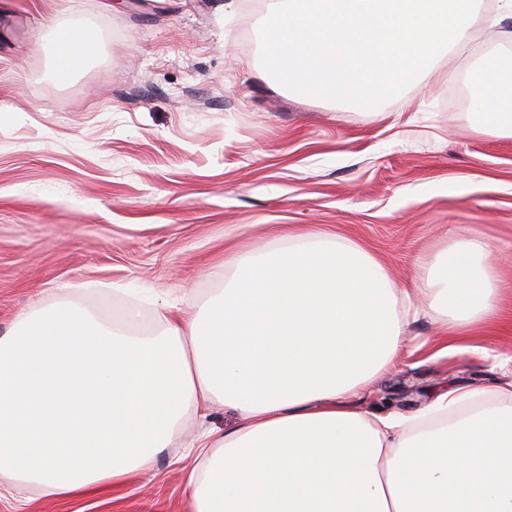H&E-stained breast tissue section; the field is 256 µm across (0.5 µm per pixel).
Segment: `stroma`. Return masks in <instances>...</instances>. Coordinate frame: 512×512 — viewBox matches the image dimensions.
Here are the masks:
<instances>
[{"mask_svg": "<svg viewBox=\"0 0 512 512\" xmlns=\"http://www.w3.org/2000/svg\"><path fill=\"white\" fill-rule=\"evenodd\" d=\"M255 0H0V335L72 301L155 332L164 302L192 316L231 253L276 246L281 227L345 236L415 287L464 235L485 239L512 317V137L455 100L485 54L512 65V18L456 46L426 84L364 109L292 92L260 63ZM93 27L99 52L67 81L56 34ZM396 365L358 393L366 409L423 406L438 389L512 376V332L446 353L419 316ZM189 414L153 470L119 491L61 499L34 484L0 512H189Z\"/></svg>", "mask_w": 512, "mask_h": 512, "instance_id": "stroma-1", "label": "stroma"}]
</instances>
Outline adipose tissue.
<instances>
[{"mask_svg": "<svg viewBox=\"0 0 512 512\" xmlns=\"http://www.w3.org/2000/svg\"><path fill=\"white\" fill-rule=\"evenodd\" d=\"M512 72L486 55L475 116L512 136ZM227 260L203 315L109 329L64 302L0 336V485L66 498L149 472L188 412L237 424L196 435L191 512H512V379L453 386L408 412L351 397L405 343L408 291L368 249L308 230ZM488 243L440 252L420 285L451 338L502 321Z\"/></svg>", "mask_w": 512, "mask_h": 512, "instance_id": "obj_1", "label": "adipose tissue"}]
</instances>
